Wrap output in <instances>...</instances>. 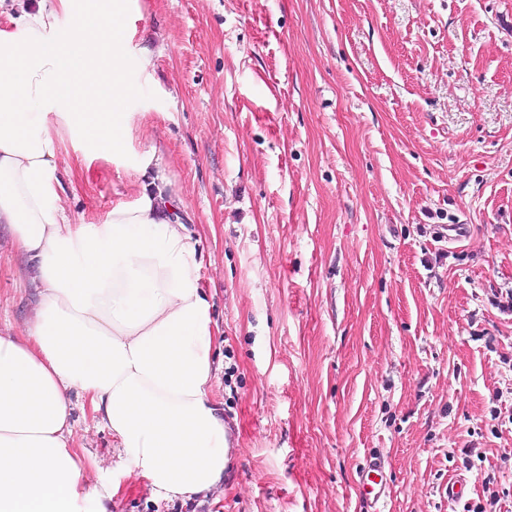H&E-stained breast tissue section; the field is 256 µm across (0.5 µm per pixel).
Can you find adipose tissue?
<instances>
[{
  "label": "adipose tissue",
  "instance_id": "1",
  "mask_svg": "<svg viewBox=\"0 0 512 512\" xmlns=\"http://www.w3.org/2000/svg\"><path fill=\"white\" fill-rule=\"evenodd\" d=\"M0 27V224L32 263L24 338L0 336V512H107L82 484L71 390L90 397L129 472L167 499L224 479V417L210 396L214 322L191 234L155 152L132 204L70 223L63 137L84 161L127 157L133 135L129 0H12ZM73 21L59 37L58 18Z\"/></svg>",
  "mask_w": 512,
  "mask_h": 512
}]
</instances>
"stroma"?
Instances as JSON below:
<instances>
[{"instance_id":"obj_1","label":"stroma","mask_w":512,"mask_h":512,"mask_svg":"<svg viewBox=\"0 0 512 512\" xmlns=\"http://www.w3.org/2000/svg\"><path fill=\"white\" fill-rule=\"evenodd\" d=\"M130 153L156 151L219 330L211 396L243 453L165 499L71 392L108 512H512V0H138ZM67 215L133 202L125 161L64 141ZM443 224L468 237L438 238ZM0 232V336L33 313ZM391 494L360 496L370 456Z\"/></svg>"}]
</instances>
